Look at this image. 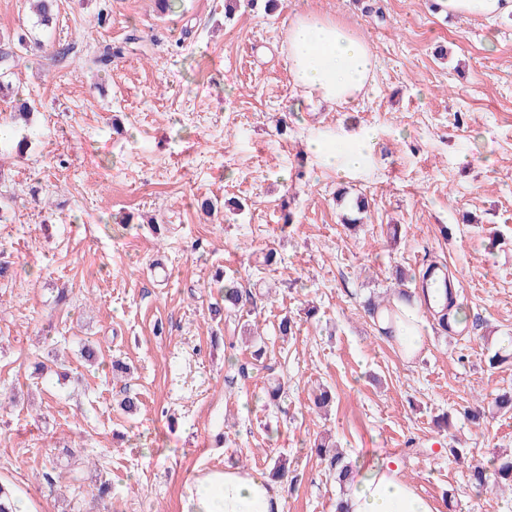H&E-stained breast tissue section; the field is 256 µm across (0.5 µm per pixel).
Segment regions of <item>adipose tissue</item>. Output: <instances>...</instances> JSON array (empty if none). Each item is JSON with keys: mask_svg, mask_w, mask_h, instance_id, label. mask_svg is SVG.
<instances>
[{"mask_svg": "<svg viewBox=\"0 0 512 512\" xmlns=\"http://www.w3.org/2000/svg\"><path fill=\"white\" fill-rule=\"evenodd\" d=\"M448 16L492 20L512 15V0H435ZM288 72L294 86L328 102L362 96L375 69L365 37L334 18L314 13L293 15L287 28ZM375 143L372 131L345 140L313 139L307 149L338 174L361 169ZM347 486L346 512H440L400 478L389 460H359ZM287 484L254 469L227 466L200 471L184 484L181 512H284Z\"/></svg>", "mask_w": 512, "mask_h": 512, "instance_id": "obj_1", "label": "adipose tissue"}]
</instances>
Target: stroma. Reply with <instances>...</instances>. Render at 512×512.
I'll return each instance as SVG.
<instances>
[{"instance_id":"1","label":"stroma","mask_w":512,"mask_h":512,"mask_svg":"<svg viewBox=\"0 0 512 512\" xmlns=\"http://www.w3.org/2000/svg\"><path fill=\"white\" fill-rule=\"evenodd\" d=\"M364 2L182 0L162 15L154 0H57L46 28L28 0H0L13 90L0 100L12 132L0 141V480L34 512H180L197 470L269 473L279 460L286 512H335L322 437L352 460L391 459L442 512H512L469 470L512 453V413L492 406L512 389V359L489 363L512 342V16ZM306 11L372 46L362 98L294 88L285 34ZM107 44L117 54L100 70ZM16 99L34 106L31 126L15 121ZM352 128L377 138L360 171L307 153ZM343 187L369 202L353 228ZM433 263L467 321L446 333L423 312L408 360L364 304L414 290ZM222 275L257 293L249 317L213 315ZM285 315L297 324L286 340ZM246 322L267 358L240 380ZM87 343L97 363L81 359ZM271 377L286 389L275 403ZM322 388L335 396L325 412ZM128 395L141 402L132 417ZM104 482L109 496L93 497Z\"/></svg>"}]
</instances>
